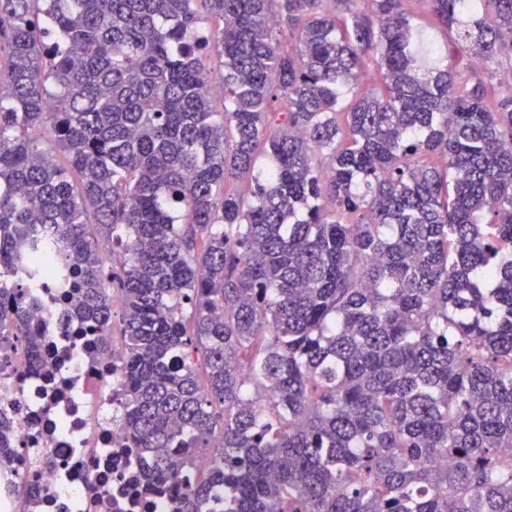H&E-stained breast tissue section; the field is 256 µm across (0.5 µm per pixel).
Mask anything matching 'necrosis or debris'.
I'll list each match as a JSON object with an SVG mask.
<instances>
[{
    "instance_id": "necrosis-or-debris-1",
    "label": "necrosis or debris",
    "mask_w": 512,
    "mask_h": 512,
    "mask_svg": "<svg viewBox=\"0 0 512 512\" xmlns=\"http://www.w3.org/2000/svg\"><path fill=\"white\" fill-rule=\"evenodd\" d=\"M69 287L52 273L32 283L39 357L15 343L0 364V512H169L166 494L145 497L144 465L116 416L119 373L110 353L63 336Z\"/></svg>"
}]
</instances>
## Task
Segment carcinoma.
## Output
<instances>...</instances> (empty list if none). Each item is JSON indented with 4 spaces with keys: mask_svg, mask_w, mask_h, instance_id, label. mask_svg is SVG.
Listing matches in <instances>:
<instances>
[{
    "mask_svg": "<svg viewBox=\"0 0 512 512\" xmlns=\"http://www.w3.org/2000/svg\"><path fill=\"white\" fill-rule=\"evenodd\" d=\"M1 39L0 275L53 226L172 512H512V0H0Z\"/></svg>",
    "mask_w": 512,
    "mask_h": 512,
    "instance_id": "carcinoma-1",
    "label": "carcinoma"
}]
</instances>
